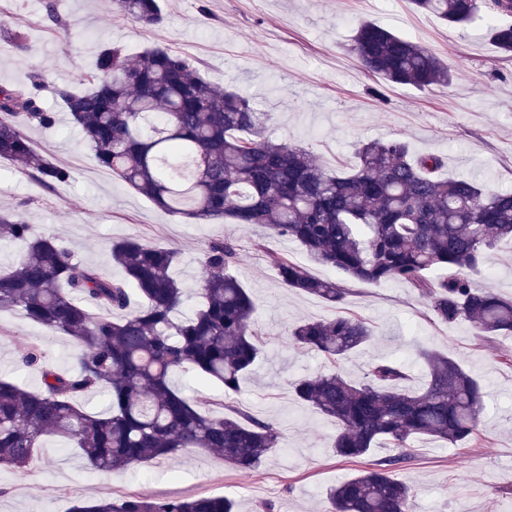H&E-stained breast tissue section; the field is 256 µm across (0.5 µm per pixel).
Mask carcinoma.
I'll return each mask as SVG.
<instances>
[{
  "instance_id": "1",
  "label": "carcinoma",
  "mask_w": 512,
  "mask_h": 512,
  "mask_svg": "<svg viewBox=\"0 0 512 512\" xmlns=\"http://www.w3.org/2000/svg\"><path fill=\"white\" fill-rule=\"evenodd\" d=\"M410 3L451 26L488 14L500 53L512 56V0ZM112 11L146 29L165 21L161 0H112ZM350 52L386 84L426 89L450 81L448 68L426 47L369 21L358 26ZM79 84L59 85L55 96L113 177L194 224H258L267 238L286 237L313 263L344 275L341 282L318 277L261 245L284 287L339 306L355 284L403 281L430 318L466 320L478 336L512 335V297L474 285L490 266L495 243L512 239L511 191L443 178L442 156H415L397 138L362 144L349 171L328 170L304 147L269 141L267 113L165 47L134 58L105 48ZM55 123L35 96L0 85V159L24 167L47 188L68 182L70 171L37 151L24 128L49 130ZM4 242L22 249L9 268L0 267V310L19 309L49 332L71 337L78 354L73 368L60 370L30 348L25 361L41 373L36 390L0 378V468L26 472L46 436L70 442L88 469L102 474L192 448L251 471L280 450L272 423L190 395L170 380L180 370L237 393L267 345L254 326L252 294L231 273L238 260L233 240L204 249L198 302L187 317L181 315L186 291L172 275L179 260L173 247L138 238L113 242L112 261L124 274L114 279L75 259L56 234L20 212L0 214ZM133 293L140 299L134 309ZM287 335L290 345L337 368L290 384L297 401L336 425V455L363 459L382 440L398 450L331 488L327 512H411L414 489L393 472L410 460L414 441L431 437L458 447L480 435L487 392L458 360L420 350L426 380L414 390L405 386L407 364L385 357L355 382L339 368L373 339L362 318L304 319ZM94 393L106 397L104 410L88 411L80 402ZM69 512H236V502L210 494H130L78 500Z\"/></svg>"
}]
</instances>
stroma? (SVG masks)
Masks as SVG:
<instances>
[{
  "label": "stroma",
  "mask_w": 512,
  "mask_h": 512,
  "mask_svg": "<svg viewBox=\"0 0 512 512\" xmlns=\"http://www.w3.org/2000/svg\"><path fill=\"white\" fill-rule=\"evenodd\" d=\"M160 27L146 30L112 13V0H0V85L35 94L57 115L53 130L28 129L39 151L71 171L57 190L45 189L16 164L0 160V211H19L37 228L57 233L76 258L118 275L114 241L137 237L177 248L174 275L194 289L199 259L208 243L232 238L240 253L234 275L256 303L267 354L241 382L233 404L276 425L281 450L252 472L194 449L161 464L97 474L61 438L48 437L25 474L0 469V512H69L87 498L208 493L228 495L237 512H322L331 487L393 455L388 443L369 459L333 454L336 428L293 398L297 377L329 371L319 354L287 346L289 325L300 318L330 320L358 315L376 332L371 346L342 367L359 379L378 356L408 359L419 346L458 358L486 383L489 409L477 443L456 449L418 439L412 459L395 472L415 490L414 512H512V337L487 339L460 320L441 324L423 314L406 283L356 286L342 308L284 288L259 245L258 225L187 224L96 162L71 122L54 86L94 68L99 52L121 48L134 56L160 45L201 61L206 77L240 91L268 113L266 136L309 149L330 169H349L362 143L400 138L413 152L445 157V173L472 178L486 189L512 190V57H502L487 18L455 30L435 14L412 9L408 0H164ZM364 21L411 37L448 66L451 83L419 90L387 85L364 72L348 48ZM0 376L40 386L36 367L23 356L38 347L61 369L77 350L71 338L47 333L19 310L0 312Z\"/></svg>",
  "instance_id": "obj_1"
}]
</instances>
